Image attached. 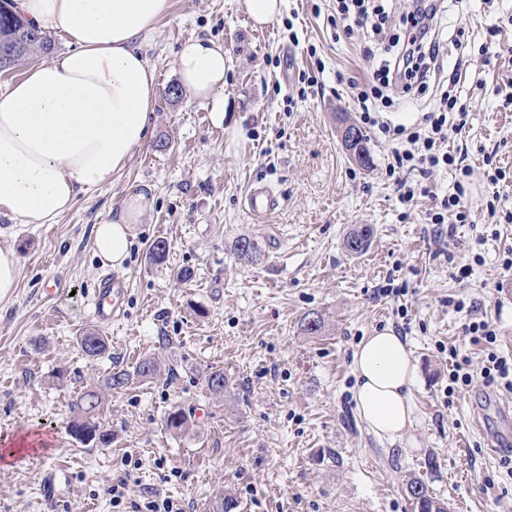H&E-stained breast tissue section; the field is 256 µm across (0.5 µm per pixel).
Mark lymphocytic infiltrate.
Wrapping results in <instances>:
<instances>
[{"instance_id":"f902f5d3","label":"lymphocytic infiltrate","mask_w":512,"mask_h":512,"mask_svg":"<svg viewBox=\"0 0 512 512\" xmlns=\"http://www.w3.org/2000/svg\"><path fill=\"white\" fill-rule=\"evenodd\" d=\"M336 21L345 34L355 28L370 29V46L364 47L366 60H377L378 65L370 78L360 82L350 81L353 101L360 110L361 122L377 129L385 138L398 141L393 151V164L388 165V175L399 171H415L419 182L401 179L400 200L412 202L416 196L428 195V178L438 170L458 169L460 159L446 147L448 142V115L458 113L466 117V110L458 109V90L462 78L460 67H453L448 75V86L438 98L436 111L423 113L414 126L406 127L385 121L382 111L391 107L396 98H412L424 94L440 68L443 40L440 35V13L431 0H413L411 11L404 18L403 38L393 41L384 58H377L374 46L379 43L386 21L385 9L376 0H336ZM456 310H468L470 317L463 327L468 343L482 347L485 357L481 364H473L469 355L460 347L448 348V384L444 389L446 403H453L475 384L512 393V355L501 354L497 348L498 328L487 315L479 314L476 305L459 300Z\"/></svg>"}]
</instances>
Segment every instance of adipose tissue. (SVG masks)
<instances>
[{
    "instance_id": "adipose-tissue-1",
    "label": "adipose tissue",
    "mask_w": 512,
    "mask_h": 512,
    "mask_svg": "<svg viewBox=\"0 0 512 512\" xmlns=\"http://www.w3.org/2000/svg\"><path fill=\"white\" fill-rule=\"evenodd\" d=\"M170 0H15L41 30L67 36L68 49L0 85V213L23 224H51L78 195L108 183L145 143L155 113V69L141 53ZM176 72L184 90L225 118L224 47L183 42ZM152 206L129 191L112 221L96 225L98 256L121 267L133 225ZM357 410L379 440L396 443L413 425L410 387L418 374L393 330L364 337L352 358Z\"/></svg>"
}]
</instances>
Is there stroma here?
Here are the masks:
<instances>
[{
	"mask_svg": "<svg viewBox=\"0 0 512 512\" xmlns=\"http://www.w3.org/2000/svg\"><path fill=\"white\" fill-rule=\"evenodd\" d=\"M445 7L443 26L465 31L467 124L449 131L448 148L471 170L472 221L447 224L441 243L426 215L458 173H434V195L409 207L385 172L393 143L365 130L364 168L341 139L343 122L360 121L348 82L369 65L355 39L338 37L334 0H283L279 19L263 27L237 0H170L142 52L164 89L178 82L183 41L223 44V124L188 96H159L146 143L111 183L80 193L52 224L0 216V247L19 260L18 285L0 299V431L54 438L44 459L0 469V512H141L155 495L182 512H222L228 495L237 512H414L407 484L416 477L449 512H512V476L475 428L480 410L512 408V395L478 385L445 405L448 356L439 350L464 341L466 315L448 304L455 298L496 317L500 348L512 354V278L499 267L512 224L498 225L469 279L456 281L451 262L488 220L492 167L512 172V0ZM303 72L317 73V84L301 83ZM258 181L281 197L262 224L243 207ZM138 185L150 187L153 206L134 225L120 269L124 315L101 329L109 350L92 359L77 338L98 327L93 299L107 268L93 229ZM365 227L368 250L348 253L346 235ZM243 234L259 247L256 262L233 252ZM159 239L168 244L160 264L150 258ZM184 269L186 282L177 277ZM390 276L408 282L407 295L378 296ZM401 305L418 366L414 424L388 445L359 417L352 355L363 337L395 327ZM310 313L323 324L314 335L301 327ZM145 356L159 373L103 398L98 420L111 444L79 443L68 432L77 392ZM216 369L228 379L220 397L204 378ZM174 408L186 429L167 428ZM121 481L116 507L107 489Z\"/></svg>",
	"mask_w": 512,
	"mask_h": 512,
	"instance_id": "35a3bbf8",
	"label": "stroma"
}]
</instances>
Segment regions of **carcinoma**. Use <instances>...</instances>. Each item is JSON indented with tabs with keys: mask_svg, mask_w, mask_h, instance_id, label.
Segmentation results:
<instances>
[{
	"mask_svg": "<svg viewBox=\"0 0 512 512\" xmlns=\"http://www.w3.org/2000/svg\"><path fill=\"white\" fill-rule=\"evenodd\" d=\"M12 0H0V59L15 67L31 56H47L54 43L46 33L25 21L11 9ZM368 242V236L351 231L345 241L347 250L352 254L362 253ZM235 253L246 260L259 259L260 250L254 239L238 237L233 243ZM80 350L88 357L95 358L108 349L106 338L96 330H86L77 338ZM158 363L152 357L140 359L133 370L117 368L101 384L87 387L78 392L72 400L71 408L77 411V417L70 422L69 433L82 443L95 442L106 446L112 442V432L100 428L96 421L102 403L103 393L125 389L135 378L145 380L156 375ZM209 391L221 396L224 394L226 379L224 372L214 370L205 375ZM407 493L415 512H448V506L436 500L429 491L425 480L416 478L407 485Z\"/></svg>",
	"mask_w": 512,
	"mask_h": 512,
	"instance_id": "cac0c4a2",
	"label": "carcinoma"
}]
</instances>
